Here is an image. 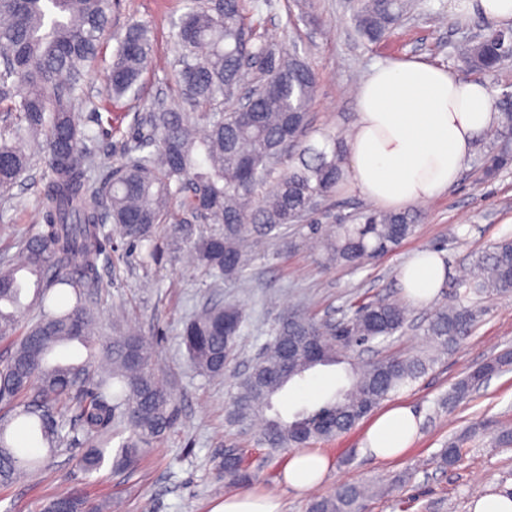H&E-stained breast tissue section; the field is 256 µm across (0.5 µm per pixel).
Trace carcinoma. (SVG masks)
<instances>
[{
  "label": "carcinoma",
  "instance_id": "1",
  "mask_svg": "<svg viewBox=\"0 0 512 512\" xmlns=\"http://www.w3.org/2000/svg\"><path fill=\"white\" fill-rule=\"evenodd\" d=\"M185 6L173 33L179 105L141 115L135 135L122 142L120 161L94 189L89 143L96 135L80 126L77 110L90 102L85 77L105 46L112 0H0V57L6 56L0 64V195H9L40 160L47 200L43 228L16 239V251L0 263V304L12 307L0 308V342L19 317L34 312L0 366V403L17 407L10 418L0 417L1 486L38 463L15 443L14 428L36 431L50 453L70 437L82 438L87 451L80 466L90 475L108 455L113 470L130 467L175 424V394L151 368L152 344L118 320L112 335L100 334L90 299L101 285L98 262L112 244L103 224H114L144 265L159 259L158 225L203 224L190 241L196 266L216 279L242 280L260 241L313 218L319 200L336 190L344 145L330 133L322 134L324 146L312 142L317 75L306 59L262 40L247 23L244 0H185ZM411 7L412 0H352L351 16L376 42ZM459 53L470 67L492 74L512 55V33L501 29L467 41ZM156 62L150 27L130 25L108 64L106 101L135 94ZM416 228L409 210L368 211L357 224L336 225L319 246L329 261L359 266L397 249ZM511 290L512 237L506 236L473 257L452 300L428 320V358L350 360L352 348L385 345L404 329L407 313L395 302H362L339 323L291 312L236 379L225 425L272 454L347 433L466 340L482 314L478 298ZM244 323L231 303L195 313L179 333L191 366L205 377L224 375ZM343 361L349 384L322 405L290 420L275 409L274 399L291 381ZM511 367L506 349L455 382L444 404L456 406ZM484 432L476 422L448 439L440 463L455 467ZM221 469L230 486L253 480L242 454ZM368 496L367 487H339L313 499L309 512H364ZM63 503L68 512H103L76 491L46 498L40 512H57Z\"/></svg>",
  "mask_w": 512,
  "mask_h": 512
}]
</instances>
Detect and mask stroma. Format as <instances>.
Wrapping results in <instances>:
<instances>
[{
  "label": "stroma",
  "mask_w": 512,
  "mask_h": 512,
  "mask_svg": "<svg viewBox=\"0 0 512 512\" xmlns=\"http://www.w3.org/2000/svg\"><path fill=\"white\" fill-rule=\"evenodd\" d=\"M310 15H302L296 0H247L250 19L259 20V34L268 41L296 46L314 68L318 84L310 107L312 125L344 138L356 119L353 90L381 61L418 57L482 79L496 112H512V57L492 76L479 75L456 55V46L473 40L486 25L480 15L459 19L453 0H415V9L394 32L377 44L367 42L355 28L347 0H311ZM182 0H120L112 11V28L139 21L150 25L158 56L174 60L171 27L183 13ZM105 63L88 74L90 106L78 115L97 138L91 149L95 163L91 178L103 183L119 146L132 129L134 117L146 109L175 100L174 69L150 68L141 78L138 99L103 110ZM512 153V130L499 128L497 138H485L464 164L458 181L445 193L415 205L417 231L395 251L368 261L363 268L325 265L307 222L289 225L287 234L261 245L246 279L225 282L197 269L188 248L170 249L178 240L168 224L156 235L168 246L162 259L142 265L124 248L112 251L98 264L104 286L93 300L100 322L111 323L122 313L124 324L151 337L153 367L173 387L178 411L174 427L130 469L116 472L111 463L85 474L79 465L83 445L70 442L45 456L40 466L0 488V512H39L43 497L77 489L105 501L108 512H212L229 491L220 465L226 444L240 448L255 473L251 491L278 497L282 512H309L312 499L340 484L376 488L365 512H472L476 498L496 488L512 492V448L470 445L454 468L441 466L438 454L448 439L474 421L512 425V370L477 389L456 407H441L451 385L468 369L512 348V292L482 298L481 322L454 352L441 357L418 381L395 400L413 407L421 418L420 431L408 451L395 460L381 461L362 450L365 425L318 449L333 464L324 481L309 490L288 489L282 481L287 452L269 454L248 436L224 424V403L234 375L244 373L289 309L298 307L319 320L341 321L363 299L404 300L399 269L418 251L441 253L449 277L462 264L504 236H512V160L492 169V159ZM44 168L36 166L12 193L22 201L13 207L0 202V250L12 230L30 234L42 225L45 206ZM372 204L355 193L339 192L324 199L316 213L321 232L338 223H352ZM449 286H442L434 304L411 306V320L389 349L359 347L352 359L371 361L390 351L415 354L425 350L421 323L435 305L446 303ZM234 302L246 323L227 376L207 380L189 365L178 334L184 323L207 303ZM344 366H319L289 385L275 407L285 418L314 407L347 385Z\"/></svg>",
  "instance_id": "stroma-1"
}]
</instances>
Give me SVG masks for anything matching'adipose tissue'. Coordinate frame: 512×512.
I'll list each match as a JSON object with an SVG mask.
<instances>
[{
  "instance_id": "ef3b65f1",
  "label": "adipose tissue",
  "mask_w": 512,
  "mask_h": 512,
  "mask_svg": "<svg viewBox=\"0 0 512 512\" xmlns=\"http://www.w3.org/2000/svg\"><path fill=\"white\" fill-rule=\"evenodd\" d=\"M356 100L342 184L389 211L446 192L498 121L484 83L418 58L374 65ZM446 276L443 255L424 250L403 265L400 280L412 303L427 304ZM419 422L408 405L381 412L367 429L366 453L378 459L399 456L415 438ZM329 467L319 452L295 451L283 468L284 483L296 491L310 489Z\"/></svg>"
}]
</instances>
